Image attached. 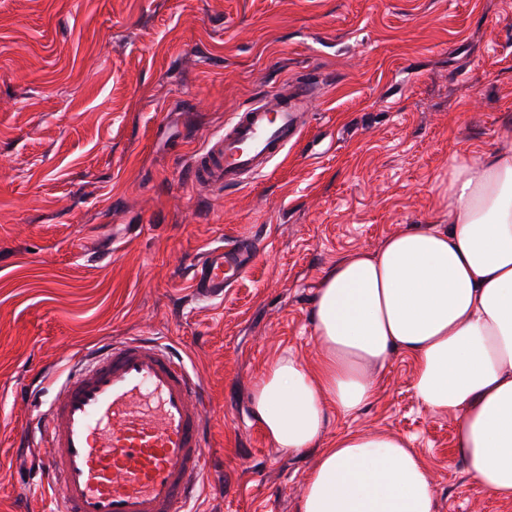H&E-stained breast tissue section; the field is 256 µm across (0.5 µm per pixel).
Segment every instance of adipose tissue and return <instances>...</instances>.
I'll list each match as a JSON object with an SVG mask.
<instances>
[{
  "label": "adipose tissue",
  "mask_w": 512,
  "mask_h": 512,
  "mask_svg": "<svg viewBox=\"0 0 512 512\" xmlns=\"http://www.w3.org/2000/svg\"><path fill=\"white\" fill-rule=\"evenodd\" d=\"M321 353L270 359L251 411L272 443L318 448L296 512H436L435 482L384 430L321 438L358 414L388 357H410L421 405L457 423L454 450L486 494L512 500V138L448 174L447 218L339 257L313 304Z\"/></svg>",
  "instance_id": "obj_1"
}]
</instances>
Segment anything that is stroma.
<instances>
[{
	"mask_svg": "<svg viewBox=\"0 0 512 512\" xmlns=\"http://www.w3.org/2000/svg\"><path fill=\"white\" fill-rule=\"evenodd\" d=\"M316 93L262 177L214 193L191 157L286 83ZM512 137V0H0V512H53L28 430L99 341L157 336L211 400L198 512H296L316 450L277 448L251 413L271 357L314 365L325 270L441 219L453 156ZM254 264L223 297L190 270L219 243ZM391 355L369 404L423 458L437 512H512L450 459L451 416Z\"/></svg>",
	"mask_w": 512,
	"mask_h": 512,
	"instance_id": "35a3bbf8",
	"label": "stroma"
}]
</instances>
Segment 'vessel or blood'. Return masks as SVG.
I'll list each match as a JSON object with an SVG mask.
<instances>
[{
    "mask_svg": "<svg viewBox=\"0 0 512 512\" xmlns=\"http://www.w3.org/2000/svg\"><path fill=\"white\" fill-rule=\"evenodd\" d=\"M311 97L300 81L234 112L191 158L193 181L220 192L264 174L299 137ZM254 255L244 240L208 250L195 269L197 293L223 295ZM87 359L40 424L59 512H190L208 446L201 379L154 338L108 344Z\"/></svg>",
    "mask_w": 512,
    "mask_h": 512,
    "instance_id": "vessel-or-blood-1",
    "label": "vessel or blood"
}]
</instances>
